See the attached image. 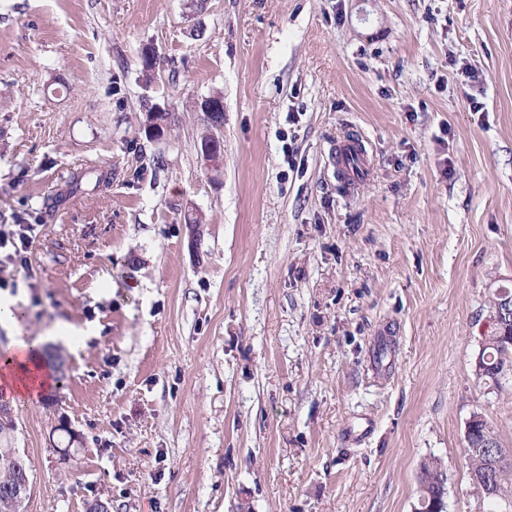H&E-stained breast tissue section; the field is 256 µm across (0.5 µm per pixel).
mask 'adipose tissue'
Masks as SVG:
<instances>
[{"instance_id": "ef3b65f1", "label": "adipose tissue", "mask_w": 512, "mask_h": 512, "mask_svg": "<svg viewBox=\"0 0 512 512\" xmlns=\"http://www.w3.org/2000/svg\"><path fill=\"white\" fill-rule=\"evenodd\" d=\"M39 339H17L10 354L0 359V385L23 396L49 386Z\"/></svg>"}]
</instances>
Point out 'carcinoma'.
<instances>
[{"label":"carcinoma","instance_id":"obj_1","mask_svg":"<svg viewBox=\"0 0 512 512\" xmlns=\"http://www.w3.org/2000/svg\"><path fill=\"white\" fill-rule=\"evenodd\" d=\"M490 347L485 349L489 353L490 361L487 362L488 381L496 384L499 378L512 372V352L504 354L498 349V344L487 339ZM477 431L485 432L492 436L496 442L498 464L493 475L486 473L485 451L481 448H467L469 460L470 483L477 500L489 505L487 512H500V509L512 507V448L503 446L497 432L484 420L478 423ZM20 478L30 476L29 468L22 459H14L0 452V512H21L23 502L11 496V491L6 487L12 476ZM445 488V477L441 461L431 458L421 466L418 493L421 496H430L435 500L436 496Z\"/></svg>","mask_w":512,"mask_h":512}]
</instances>
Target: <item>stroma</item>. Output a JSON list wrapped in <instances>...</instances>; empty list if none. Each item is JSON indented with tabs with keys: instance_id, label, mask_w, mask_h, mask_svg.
Listing matches in <instances>:
<instances>
[{
	"instance_id": "1",
	"label": "stroma",
	"mask_w": 512,
	"mask_h": 512,
	"mask_svg": "<svg viewBox=\"0 0 512 512\" xmlns=\"http://www.w3.org/2000/svg\"><path fill=\"white\" fill-rule=\"evenodd\" d=\"M1 224L36 230L0 260V353L63 361L12 403L24 512H414L431 457L445 512H483L467 422L512 447V373L473 375L512 290V0H0ZM200 154L207 169H216L223 160L224 144L213 135L205 136L200 141ZM367 143L363 138H353L344 141H336V173L343 188L351 192L355 189L356 181L365 174L371 165ZM352 159L357 160V166L352 164ZM32 226V224H2L0 226V249L8 246L12 248L8 259L16 267L25 269L29 266L27 254L33 239L28 233L33 231ZM445 488V477L443 471V465L441 461L431 458L425 461L421 466V475L419 479L418 493L420 496L431 495L429 501L425 504L422 512H432L433 510H426V506L432 501H435L436 496L443 493ZM445 493L442 494L443 499Z\"/></svg>"
}]
</instances>
